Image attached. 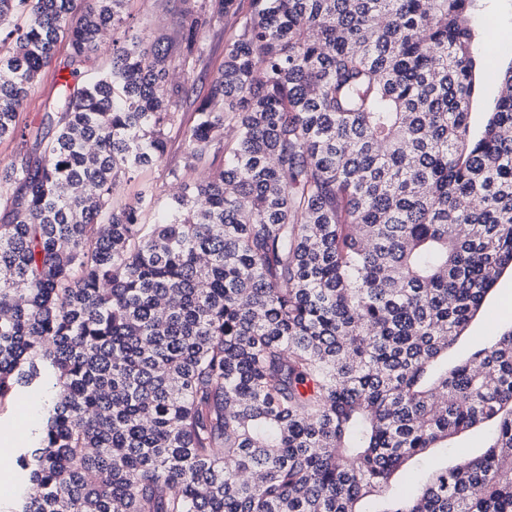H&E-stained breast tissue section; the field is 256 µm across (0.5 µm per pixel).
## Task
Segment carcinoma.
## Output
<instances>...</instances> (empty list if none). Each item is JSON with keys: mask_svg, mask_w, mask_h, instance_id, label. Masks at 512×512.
Segmentation results:
<instances>
[{"mask_svg": "<svg viewBox=\"0 0 512 512\" xmlns=\"http://www.w3.org/2000/svg\"><path fill=\"white\" fill-rule=\"evenodd\" d=\"M73 2L0 0V33L24 17L0 139L59 40L95 62L130 0ZM180 2L174 40H112L0 168V405L56 388L18 512H512V329L448 363L512 269V67L471 134L477 0H251L188 136L224 168L146 224L153 188L116 182L161 162L190 98L169 70L239 13ZM488 429H476L452 438L448 442V465L454 463V448H470L473 455L480 454L484 450L488 437Z\"/></svg>", "mask_w": 512, "mask_h": 512, "instance_id": "1", "label": "carcinoma"}]
</instances>
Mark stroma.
<instances>
[{"label":"stroma","instance_id":"obj_1","mask_svg":"<svg viewBox=\"0 0 512 512\" xmlns=\"http://www.w3.org/2000/svg\"><path fill=\"white\" fill-rule=\"evenodd\" d=\"M175 0H152L150 6H143L142 0H132L128 12L129 26L142 31L150 38L161 34H172L175 23ZM472 25L475 31H483L485 26H493L499 40L505 43L504 51L495 54V65L503 69L512 64V0H477L473 11ZM238 28L234 16L224 20L201 34L208 51L203 69L188 75L196 95H205L210 81L224 63V47ZM85 80L84 70L70 63L67 42H59L49 66L44 68L38 81L31 89L19 114L18 125L25 130V139L6 137L0 139V166L15 161L19 154L38 157L42 151L45 130L42 125L44 113L52 111L63 86L80 87ZM195 114L192 107H185L181 121L169 135L165 155L157 165L144 169L133 181L117 183L113 198L120 204H132L142 187H153L159 201H167L180 190V184L170 180L169 169H182L189 182L204 180L212 170L222 168L223 154L210 155L206 164L187 167L188 132ZM512 328V272H505L492 293L487 297L484 311L471 323L465 337L459 343L455 354L464 356L479 348L492 336ZM54 389L45 383L36 386L17 399L0 406V454L8 458V466L0 468V512H12L20 494V478L15 464L17 451L26 447L27 442L18 436V429H32L44 419L45 403L51 398Z\"/></svg>","mask_w":512,"mask_h":512}]
</instances>
